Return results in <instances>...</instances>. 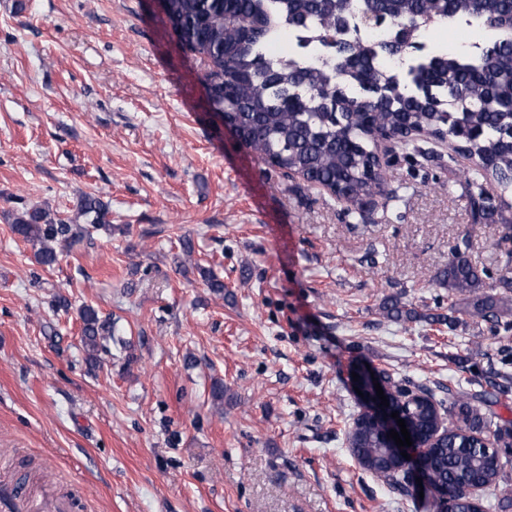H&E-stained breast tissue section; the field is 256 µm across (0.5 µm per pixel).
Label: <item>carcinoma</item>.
<instances>
[{
  "label": "carcinoma",
  "mask_w": 512,
  "mask_h": 512,
  "mask_svg": "<svg viewBox=\"0 0 512 512\" xmlns=\"http://www.w3.org/2000/svg\"><path fill=\"white\" fill-rule=\"evenodd\" d=\"M351 13L370 24L378 15L395 35L367 49L336 38V12ZM460 15L480 19L498 37L481 54L466 59L448 49L442 57L402 72L380 70L374 59L408 54L414 30L449 24ZM166 16L180 28L184 46L210 63L208 99L237 130L243 146L282 173L297 174L327 189L365 219L364 199L382 191L389 170L381 168L376 149L381 139L405 149L411 137L425 132L447 136L452 150L469 161L463 171L465 196L473 217L512 219V0H167ZM286 25L311 27L318 40L332 49L334 65L286 67L268 60L262 47ZM493 180L498 203L485 183ZM107 205L86 195L75 215L61 219L45 208L14 215L12 232L37 246L38 262L58 264L62 243L108 227ZM433 281L448 289V328L465 318L512 325V280L500 281V292L486 290L482 273L465 257L460 244L449 248L448 266ZM387 315L412 320L413 308L398 301L384 304ZM81 341L92 366L107 350L116 322L87 306L79 312ZM489 393L454 397L448 416L455 419L448 435L429 450L424 465L455 512H483L466 489H493L512 506V488L505 484L508 463L495 461L498 432L480 415ZM412 431L428 437L437 423L436 409L427 402H397ZM353 454L368 469L380 471L402 495H411L404 478L392 471L396 459L375 426H349Z\"/></svg>",
  "instance_id": "obj_1"
}]
</instances>
